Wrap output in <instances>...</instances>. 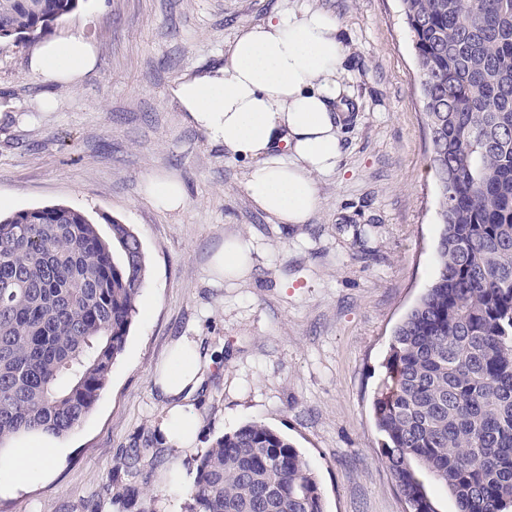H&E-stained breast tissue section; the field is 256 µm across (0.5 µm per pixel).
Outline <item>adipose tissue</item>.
<instances>
[{
  "mask_svg": "<svg viewBox=\"0 0 512 512\" xmlns=\"http://www.w3.org/2000/svg\"><path fill=\"white\" fill-rule=\"evenodd\" d=\"M345 57L336 18L276 10L238 33L214 73L180 78L172 89L188 122L245 162L248 197L278 223H308L321 205L318 176L336 168ZM96 62L95 45L73 33L38 42L30 71L43 82L74 86ZM206 364L198 337H180L154 382L164 405L158 431L173 455L196 441L199 418L188 395ZM65 452L56 438L22 435L0 454V494L17 491L31 465L50 470Z\"/></svg>",
  "mask_w": 512,
  "mask_h": 512,
  "instance_id": "1",
  "label": "adipose tissue"
}]
</instances>
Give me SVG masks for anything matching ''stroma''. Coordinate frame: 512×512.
<instances>
[{
	"label": "stroma",
	"mask_w": 512,
	"mask_h": 512,
	"mask_svg": "<svg viewBox=\"0 0 512 512\" xmlns=\"http://www.w3.org/2000/svg\"><path fill=\"white\" fill-rule=\"evenodd\" d=\"M288 8L340 23L355 114L305 224L255 209L244 164L171 94L180 77L222 66L242 28ZM76 32L97 64L75 88L31 75L34 41L0 44V214L65 204L103 232L131 225L149 276L106 388L62 439L65 459L50 480L23 477L0 512H116L113 477L146 507L163 495L186 512L188 492L164 473L119 467L125 449L160 446L153 377L183 336L200 338L208 365L191 396L196 442L173 468L194 469L218 437L258 421L307 459L325 512H408L381 459L373 396L395 328L434 278L441 226L400 0H83L54 27ZM151 176L175 177L185 206L156 208ZM230 240L249 244L252 265L219 279L213 259Z\"/></svg>",
	"instance_id": "35a3bbf8"
}]
</instances>
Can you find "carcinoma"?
<instances>
[{"instance_id":"1","label":"carcinoma","mask_w":512,"mask_h":512,"mask_svg":"<svg viewBox=\"0 0 512 512\" xmlns=\"http://www.w3.org/2000/svg\"><path fill=\"white\" fill-rule=\"evenodd\" d=\"M79 0H0V42L45 39ZM440 190L434 281L396 328L375 391L380 453L410 512H512V0H401ZM128 224L64 205L0 218V454L62 437L105 389L146 285ZM128 471H171L136 451ZM131 487L112 492L121 512ZM189 512H324L319 480L258 422L200 457Z\"/></svg>"}]
</instances>
